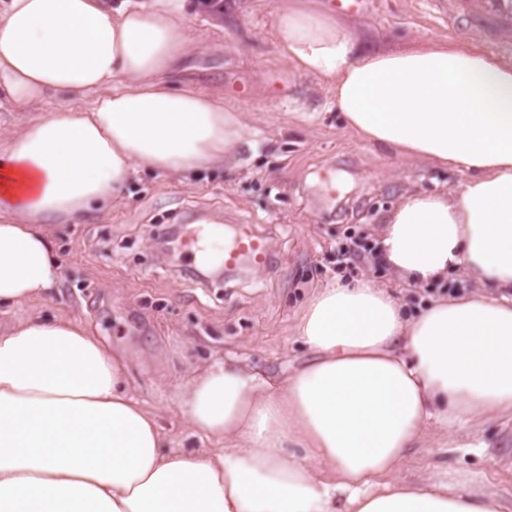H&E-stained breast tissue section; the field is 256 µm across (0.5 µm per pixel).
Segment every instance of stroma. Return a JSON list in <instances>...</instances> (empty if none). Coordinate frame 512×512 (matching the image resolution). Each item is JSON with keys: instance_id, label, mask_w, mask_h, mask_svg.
<instances>
[{"instance_id": "obj_1", "label": "stroma", "mask_w": 512, "mask_h": 512, "mask_svg": "<svg viewBox=\"0 0 512 512\" xmlns=\"http://www.w3.org/2000/svg\"><path fill=\"white\" fill-rule=\"evenodd\" d=\"M275 0L229 17H195L202 49L192 51L181 81L223 97L248 114L246 141L225 166L177 180L138 175L109 214L51 233L64 277L47 299L12 318L61 315L85 320L113 348L130 352V392L155 412L171 448H207L178 409L189 378L228 358L271 380L285 377L309 353L291 336L293 316L316 289L332 279L366 274L395 284L391 270L341 251L382 229L387 213L407 194L440 191L464 174L399 161L387 149L363 143L341 123L329 91L311 77L291 74L276 53ZM447 0H369L351 14L375 46L400 48L422 36L448 37L483 47L487 24H449ZM343 185L329 192L326 173ZM226 230L253 225L270 245L261 269L243 263L223 283L194 274L184 253L175 261L157 254L151 238L165 226L182 231L200 223ZM483 450L452 447L427 429L400 474L418 479L442 473L475 479L499 495L512 512V434L498 424L480 428Z\"/></svg>"}]
</instances>
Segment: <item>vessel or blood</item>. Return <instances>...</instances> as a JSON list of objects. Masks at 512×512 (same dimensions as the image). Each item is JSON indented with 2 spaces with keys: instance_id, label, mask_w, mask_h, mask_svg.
<instances>
[{
  "instance_id": "1",
  "label": "vessel or blood",
  "mask_w": 512,
  "mask_h": 512,
  "mask_svg": "<svg viewBox=\"0 0 512 512\" xmlns=\"http://www.w3.org/2000/svg\"><path fill=\"white\" fill-rule=\"evenodd\" d=\"M454 8L458 14L487 21L500 34L512 33V0H454ZM205 236L206 244L188 245L190 259L217 262L228 269L244 259L257 266L269 263L266 241L247 226H238L234 234L228 235L220 226L213 225L207 228Z\"/></svg>"
}]
</instances>
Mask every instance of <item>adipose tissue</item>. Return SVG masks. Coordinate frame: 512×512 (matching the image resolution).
<instances>
[{"label": "adipose tissue", "mask_w": 512, "mask_h": 512, "mask_svg": "<svg viewBox=\"0 0 512 512\" xmlns=\"http://www.w3.org/2000/svg\"><path fill=\"white\" fill-rule=\"evenodd\" d=\"M187 2L0 0V93L29 114L0 129V306L59 283L49 225L244 142L243 112L176 81L200 44ZM273 18L279 55L347 129L468 176L404 197L380 260L412 290L457 271L480 290L409 314L371 278L327 283L294 317L311 356L283 381L230 360L191 380L181 404L209 452L167 448L129 393L131 355L85 322L0 328V512H497L495 494L399 466L428 427L479 448V425L512 418V62L445 38L371 48L320 0H276ZM53 95L65 105L44 109Z\"/></svg>", "instance_id": "ef3b65f1"}]
</instances>
